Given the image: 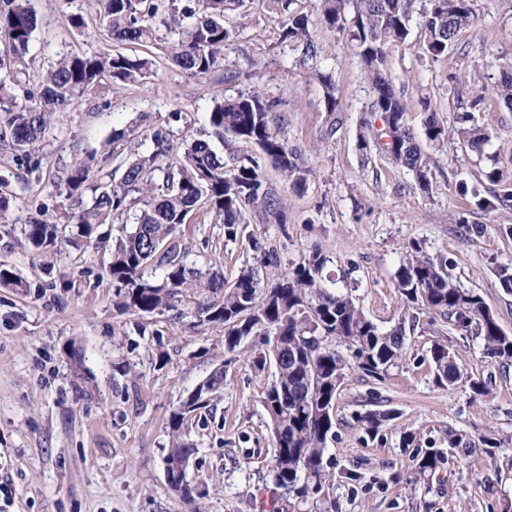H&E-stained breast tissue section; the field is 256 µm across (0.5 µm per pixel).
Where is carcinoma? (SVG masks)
<instances>
[{
	"label": "carcinoma",
	"mask_w": 512,
	"mask_h": 512,
	"mask_svg": "<svg viewBox=\"0 0 512 512\" xmlns=\"http://www.w3.org/2000/svg\"><path fill=\"white\" fill-rule=\"evenodd\" d=\"M422 13L424 54L445 57L463 30L474 25V0H425ZM269 12L284 17L280 45L299 53L300 63L312 69L320 84L325 108L339 109L332 72L316 65L319 46L310 20L290 12L293 0H265ZM100 24L109 38L134 48L157 40L160 27L177 36L170 58L188 77L206 75L224 66V48L237 35L226 17L241 11L244 0H95ZM319 23L328 29L348 31L372 93L371 111L380 114L384 127L369 129L358 140L359 150L378 143L379 154L392 164L415 172L421 190L431 189V157L426 154L406 122V106L397 97L387 72V49L409 35L414 0H322ZM38 25L31 0H0V142L18 152V160L31 170L41 166L38 143L50 127L52 115L74 107L85 93L112 80L115 85L138 83L152 73V59L138 54L103 51L90 55L61 56L33 89H24L26 58ZM495 93L512 106V71L501 73ZM482 97L470 101L460 120L467 126L450 129L428 114L424 122L427 141L440 144L462 139L469 151L480 154L490 140L488 130L475 123ZM276 102L253 89L214 103L209 122L214 136L227 151L243 141L256 145L295 193L303 191L307 170L303 153L281 136L273 116ZM151 149L120 159V181H90L95 157L69 170L63 179L66 197L85 206L67 213L69 242L92 238L93 225L107 218L133 219L112 247L109 275L115 288V306L121 314H155L193 306L200 320L224 327V349L234 351L244 338L268 329L265 349L254 363L275 366L272 384L263 399L274 438L271 463L273 484L283 490L281 512H321L331 499L334 484L324 468L328 439L333 436L336 398L350 371L381 381L406 355V327L415 326L416 312L450 316L455 325L472 327L487 357L512 363V336L489 315L483 297L457 285L446 262L426 255L413 244L394 273V286L409 318L382 331L356 306L349 294L328 281L323 272L328 257L314 246L273 280L261 278L255 268H241L228 283L224 274L196 267L190 250L180 243L183 225L201 207L215 223L224 225V238L237 240L244 231L245 211L260 208L281 216V202L266 187L257 161L248 159L224 170V156L211 141L184 136L174 146L172 129L148 130ZM60 217L40 207L25 225L35 247L53 249L59 239ZM152 270L156 275H149ZM444 332L436 328L429 349L434 380L441 387L463 381L457 362L443 344ZM224 382V368L215 369L191 395L183 409L171 415L172 444L165 463L170 487L184 503L195 502L186 479L194 444L183 436L187 414L210 401ZM396 415L368 410L357 412L362 439L380 440L385 422ZM440 449H431L416 460L417 473L431 472L443 460Z\"/></svg>",
	"instance_id": "obj_1"
}]
</instances>
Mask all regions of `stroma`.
I'll list each match as a JSON object with an SVG mask.
<instances>
[{
	"instance_id": "1",
	"label": "stroma",
	"mask_w": 512,
	"mask_h": 512,
	"mask_svg": "<svg viewBox=\"0 0 512 512\" xmlns=\"http://www.w3.org/2000/svg\"><path fill=\"white\" fill-rule=\"evenodd\" d=\"M38 27L28 56L30 83L65 54L111 48L93 0H33ZM293 11L315 23L323 69L332 71L341 109H325L320 86L279 43L280 23L264 0H251L230 23L239 29L226 45V66L191 78L170 58L165 41L146 52L151 75L140 83L103 85L74 108L55 113L40 144L38 170L21 167L14 150L0 146V182L16 195L0 222V268L22 287L0 286V512H188L168 482L164 458L172 436L169 417L182 407L215 367L224 386L208 406L192 412L187 437L195 445L187 468L199 512H267L279 489L269 475L272 432L261 399L275 367L250 361L261 336L224 348L221 326L193 314H117L111 253L96 240H114V224L94 227V241L56 250L34 248L24 234L36 206L55 212L70 202L59 188L66 172L89 156L129 157L148 151L149 128L171 125L174 140L185 132L208 138L216 100L258 88L278 101L286 122L282 134L299 147L309 171L302 193L259 148L239 142L236 160H257L270 190L284 202L283 218L249 211L243 238L228 241L223 225L199 209L184 225L182 240L233 281L243 264H256L252 241L273 246L281 266L299 261L311 246L328 256L326 271L347 285L355 302L380 327L402 315L394 273L411 243L431 258L446 260L449 273L482 295L505 333L512 336V290L498 269L512 271V107L494 92L500 70L512 66V0H475L473 27L462 32L448 56L431 59L420 49L422 8L414 6L404 43L388 48V72L407 107L406 120L421 130L428 113L448 127L459 124L456 77L479 73L484 108L475 113L490 131L484 154L457 139L425 151L433 160L432 187L422 191L414 173L381 154H363L357 141L370 119L372 94L345 34L317 22L320 0H295ZM81 14L82 30L70 17ZM186 124H169L170 112ZM131 128L134 138L116 142L112 132ZM497 179H489V172ZM501 196L497 207L479 197ZM430 313L407 334L408 355L385 379L350 375L336 399L335 435L325 469L334 484L335 512H512V364L482 352L475 332L444 320L448 350L466 380L455 387L434 381L428 349ZM86 378L74 382L75 362ZM486 381L491 393L472 399L468 379ZM382 396L398 412L381 441H363L354 412ZM420 434L419 448L400 447L403 431ZM477 439L490 434L496 448H452L450 435ZM445 457L419 478L413 459L429 447Z\"/></svg>"
}]
</instances>
